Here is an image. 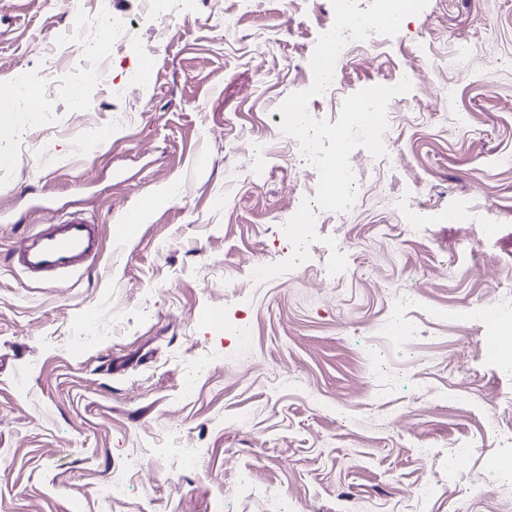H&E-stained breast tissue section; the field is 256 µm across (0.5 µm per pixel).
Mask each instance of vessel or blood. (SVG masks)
I'll use <instances>...</instances> for the list:
<instances>
[{"label":"vessel or blood","instance_id":"vessel-or-blood-1","mask_svg":"<svg viewBox=\"0 0 512 512\" xmlns=\"http://www.w3.org/2000/svg\"><path fill=\"white\" fill-rule=\"evenodd\" d=\"M98 227L81 217L72 216L60 224L58 231L40 239L38 246L19 256V263L34 273H49L87 261L92 256L90 243ZM503 312L487 308L482 312V341L492 358H499L501 349L512 346L504 339L500 326Z\"/></svg>","mask_w":512,"mask_h":512}]
</instances>
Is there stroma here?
<instances>
[{
  "mask_svg": "<svg viewBox=\"0 0 512 512\" xmlns=\"http://www.w3.org/2000/svg\"><path fill=\"white\" fill-rule=\"evenodd\" d=\"M148 8L0 0V82L57 81L0 129V512H512V368L480 341L483 309L512 315V0H429L350 50L308 108L334 122L348 95L409 78L390 104L400 162L377 171L355 149V206L259 284L251 268L291 256L280 230L316 194L277 108L310 82L332 2L174 0L167 27L143 24ZM80 12L140 45L111 47L78 109L88 60L55 38ZM174 179L178 196L113 240ZM72 211L98 224V259L32 277L18 254ZM326 236L345 249L335 276ZM489 468L496 490L474 491Z\"/></svg>",
  "mask_w": 512,
  "mask_h": 512,
  "instance_id": "35a3bbf8",
  "label": "stroma"
}]
</instances>
